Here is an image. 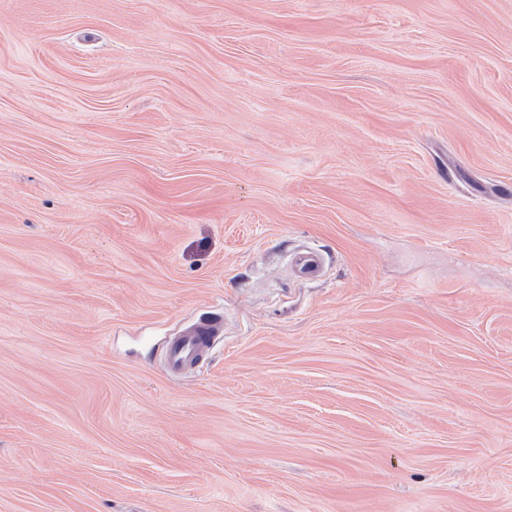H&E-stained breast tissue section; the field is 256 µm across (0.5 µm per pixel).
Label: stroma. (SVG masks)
Returning <instances> with one entry per match:
<instances>
[{
	"label": "stroma",
	"mask_w": 512,
	"mask_h": 512,
	"mask_svg": "<svg viewBox=\"0 0 512 512\" xmlns=\"http://www.w3.org/2000/svg\"><path fill=\"white\" fill-rule=\"evenodd\" d=\"M0 512H512V0H0ZM322 264V257L314 251H309L296 259L295 270L299 276L313 279L319 276ZM218 328L213 320L201 321L186 333L172 336L167 346V361L172 372L191 367L207 349L214 346Z\"/></svg>",
	"instance_id": "obj_1"
}]
</instances>
